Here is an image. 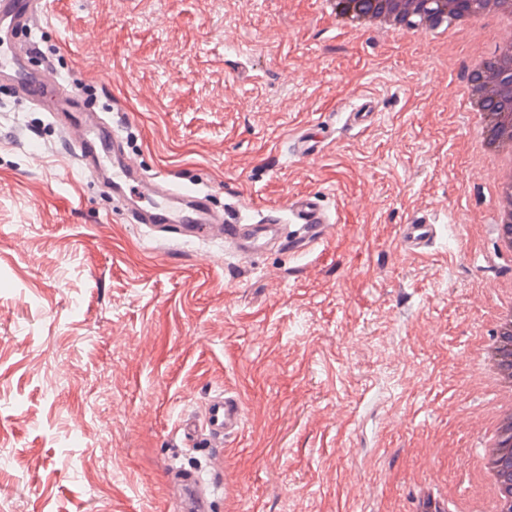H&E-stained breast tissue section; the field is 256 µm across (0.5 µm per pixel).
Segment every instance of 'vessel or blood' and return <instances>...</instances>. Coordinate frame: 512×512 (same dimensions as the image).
<instances>
[{
	"mask_svg": "<svg viewBox=\"0 0 512 512\" xmlns=\"http://www.w3.org/2000/svg\"><path fill=\"white\" fill-rule=\"evenodd\" d=\"M46 12L47 0H0V80L9 81L20 100L34 105L56 97L50 113L53 125L72 147L78 166L121 207L125 223L183 240L221 239L244 263L272 250L302 255L335 234V219L316 194L294 196L246 217L232 205L215 211L209 194L165 175L145 177L136 152L117 125L96 111L78 89L60 84L51 68L32 66L33 50L18 36L31 32ZM376 116L374 99L364 95L346 113L345 124L365 129ZM324 137L318 128L298 134L289 144L294 156L315 159L322 154ZM436 236L431 213L416 212L401 224L398 246L405 254L419 256ZM243 429V399L228 391L210 397L199 416L181 424L185 437L210 448L223 447L226 439ZM168 477L179 488L176 512H212V493L197 471L180 467L169 471Z\"/></svg>",
	"mask_w": 512,
	"mask_h": 512,
	"instance_id": "b4317fda",
	"label": "vessel or blood"
}]
</instances>
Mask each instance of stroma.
Wrapping results in <instances>:
<instances>
[{
	"label": "stroma",
	"mask_w": 512,
	"mask_h": 512,
	"mask_svg": "<svg viewBox=\"0 0 512 512\" xmlns=\"http://www.w3.org/2000/svg\"><path fill=\"white\" fill-rule=\"evenodd\" d=\"M49 8L35 64L114 113L149 172L219 208L317 193L338 228L248 266L155 239L0 84V512H173L172 465L217 484L213 512H417L424 483L479 499L503 392L475 353L512 287L465 82L492 21L443 40L350 28L326 0ZM362 94L374 124L344 128ZM316 125L321 157L290 155ZM421 211L440 231L412 257L399 226ZM224 390L242 434L185 439Z\"/></svg>",
	"instance_id": "stroma-1"
}]
</instances>
